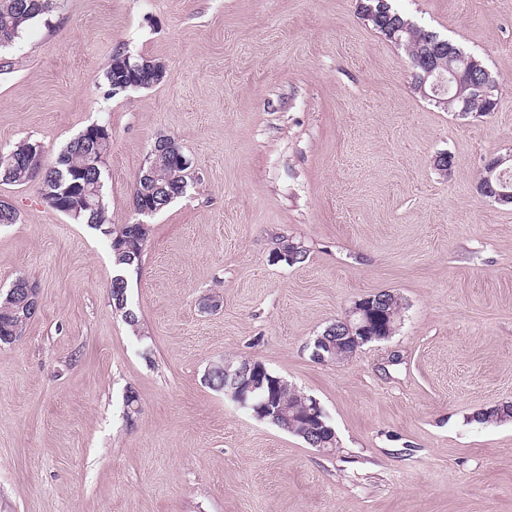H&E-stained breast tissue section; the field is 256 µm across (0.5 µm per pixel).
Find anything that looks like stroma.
<instances>
[{
	"label": "stroma",
	"mask_w": 512,
	"mask_h": 512,
	"mask_svg": "<svg viewBox=\"0 0 512 512\" xmlns=\"http://www.w3.org/2000/svg\"><path fill=\"white\" fill-rule=\"evenodd\" d=\"M391 5L483 60L495 112L415 91L360 0H54L0 52V147L38 141L50 165L108 125V221L151 228L128 276L134 332L100 232L0 181L19 213L0 226V288L40 291L24 337L0 344V512H512V420L475 418L512 404V205L476 189L512 151V0ZM118 51L161 61L164 80L109 93ZM161 136L190 179L143 218L134 186ZM285 240L302 262L274 261ZM382 291L401 302L388 339L312 358ZM221 359L316 398L333 450L207 385Z\"/></svg>",
	"instance_id": "1"
}]
</instances>
